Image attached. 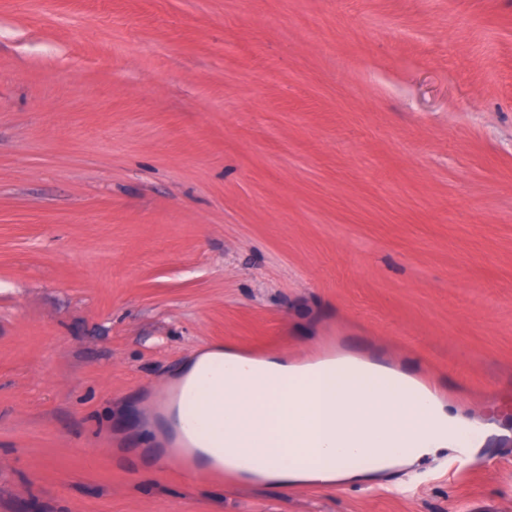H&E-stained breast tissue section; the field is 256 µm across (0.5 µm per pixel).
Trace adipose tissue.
<instances>
[{
	"label": "adipose tissue",
	"mask_w": 512,
	"mask_h": 512,
	"mask_svg": "<svg viewBox=\"0 0 512 512\" xmlns=\"http://www.w3.org/2000/svg\"><path fill=\"white\" fill-rule=\"evenodd\" d=\"M187 380L201 395L197 422L212 447L236 440L227 464L265 455V477L279 484L346 479L343 457L366 447L375 449L378 471L411 465L452 449L472 429L428 397L397 395L378 374L332 381L215 351L189 364Z\"/></svg>",
	"instance_id": "1"
}]
</instances>
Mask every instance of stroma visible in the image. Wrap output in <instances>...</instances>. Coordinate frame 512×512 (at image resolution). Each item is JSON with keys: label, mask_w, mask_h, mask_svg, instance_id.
Returning a JSON list of instances; mask_svg holds the SVG:
<instances>
[{"label": "stroma", "mask_w": 512, "mask_h": 512, "mask_svg": "<svg viewBox=\"0 0 512 512\" xmlns=\"http://www.w3.org/2000/svg\"><path fill=\"white\" fill-rule=\"evenodd\" d=\"M331 336L512 441V0H0V512H512L174 474L208 344Z\"/></svg>", "instance_id": "obj_1"}]
</instances>
